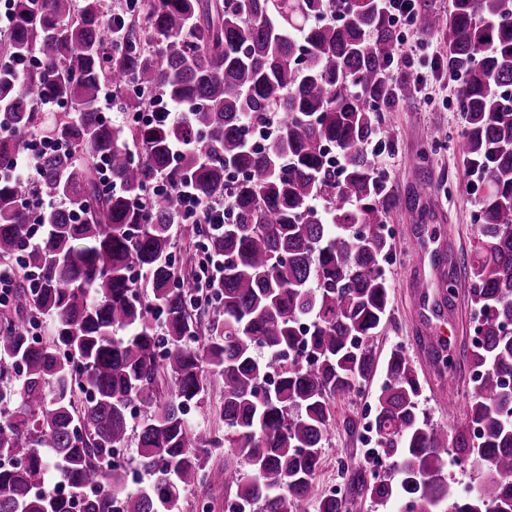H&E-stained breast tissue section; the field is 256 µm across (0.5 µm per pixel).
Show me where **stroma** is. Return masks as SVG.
<instances>
[{
  "label": "stroma",
  "mask_w": 512,
  "mask_h": 512,
  "mask_svg": "<svg viewBox=\"0 0 512 512\" xmlns=\"http://www.w3.org/2000/svg\"><path fill=\"white\" fill-rule=\"evenodd\" d=\"M408 42L416 47L414 68L424 81L411 99L382 115L390 138L386 145L388 161L378 175L394 196L387 218L391 250L382 261L391 283V310L385 330L371 347L380 360L395 347L408 352L422 384L419 411L431 423L444 425L448 410L429 387L438 377L437 370L422 352L426 321L421 284L434 278L435 253L450 254L459 263L474 253L479 241L477 211L482 181L468 172L449 144L429 151L426 135L430 130H442L450 140L456 139L464 129L465 117L457 109L458 91L447 69L430 68L432 55L444 51L442 38L432 35L420 42L412 36ZM455 281L456 294L445 309V328L446 351L457 356L471 348L475 325L468 276L461 266L455 271ZM379 385L375 379L363 392L336 399V424L314 478L317 491L346 488L340 459L366 457L363 424L375 409Z\"/></svg>",
  "instance_id": "1"
}]
</instances>
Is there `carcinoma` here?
<instances>
[{
	"instance_id": "cac0c4a2",
	"label": "carcinoma",
	"mask_w": 512,
	"mask_h": 512,
	"mask_svg": "<svg viewBox=\"0 0 512 512\" xmlns=\"http://www.w3.org/2000/svg\"><path fill=\"white\" fill-rule=\"evenodd\" d=\"M10 5L0 168L30 134L72 152L42 159L37 190L67 207L44 216L37 240L24 184L0 179V270L13 280L0 305L14 315L0 325V512H73L78 498L83 512H181L198 483L234 491L227 512H299L311 500L316 512H353L348 497L315 496L313 481L335 424L330 398L378 372L376 447L395 472L351 460L349 485L409 512H512V0H451L446 14L417 5V31L442 34L448 72L466 77L452 149L487 189L469 278L473 393L450 428L420 417L404 350L379 365L370 349L391 284L380 264L389 189L369 147L387 136L380 113L415 94L391 76L397 33L378 0H129L114 25L105 0ZM29 55L23 74L7 64ZM106 86L126 114L158 90L186 117L105 120ZM43 101L61 110L48 117ZM161 173L168 191L149 194ZM184 184L230 204L221 229L186 228L222 266L210 310L174 257ZM42 318L47 342L27 331ZM207 367L224 381L221 438L186 420L204 403ZM133 403L146 408L136 440L147 480L135 488L112 465ZM212 447L242 468L205 470ZM443 448L487 467L475 494L443 477ZM50 469L66 492L43 486Z\"/></svg>"
}]
</instances>
